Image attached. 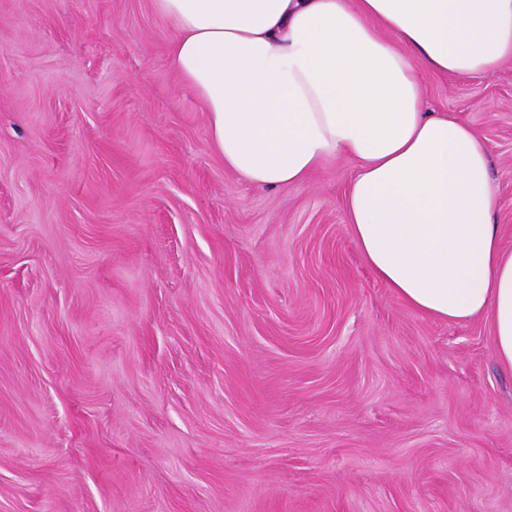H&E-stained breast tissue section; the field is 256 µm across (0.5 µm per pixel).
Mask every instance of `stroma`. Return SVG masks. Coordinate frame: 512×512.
Segmentation results:
<instances>
[{"instance_id":"stroma-1","label":"stroma","mask_w":512,"mask_h":512,"mask_svg":"<svg viewBox=\"0 0 512 512\" xmlns=\"http://www.w3.org/2000/svg\"><path fill=\"white\" fill-rule=\"evenodd\" d=\"M173 37L151 0H0V512H512L487 319L376 279L351 161L226 169ZM420 78L512 250V62Z\"/></svg>"}]
</instances>
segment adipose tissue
Segmentation results:
<instances>
[{"label": "adipose tissue", "mask_w": 512, "mask_h": 512, "mask_svg": "<svg viewBox=\"0 0 512 512\" xmlns=\"http://www.w3.org/2000/svg\"><path fill=\"white\" fill-rule=\"evenodd\" d=\"M226 168L260 187L350 159L354 242L412 310L487 318L512 370V251L484 138L423 107L419 69L478 78L512 60V0H152Z\"/></svg>", "instance_id": "adipose-tissue-1"}]
</instances>
